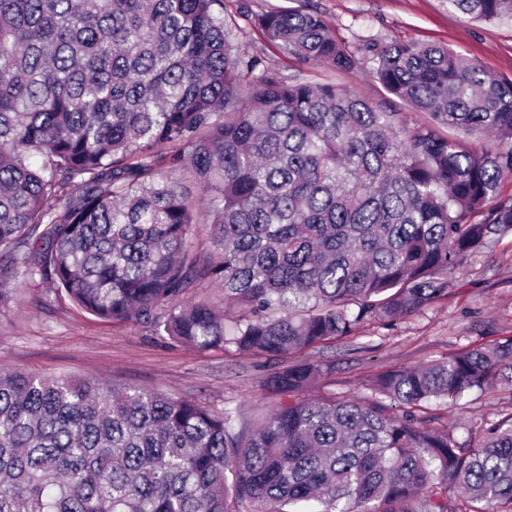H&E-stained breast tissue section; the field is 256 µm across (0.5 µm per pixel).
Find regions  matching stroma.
I'll use <instances>...</instances> for the list:
<instances>
[{
	"mask_svg": "<svg viewBox=\"0 0 512 512\" xmlns=\"http://www.w3.org/2000/svg\"><path fill=\"white\" fill-rule=\"evenodd\" d=\"M315 6L351 51L368 38H397L446 45L476 59L491 74L512 79V21H470L447 0H224V22L241 55L260 56L289 79L330 82L364 93L394 112L405 111L372 74L371 64L352 72L306 64L271 46L258 15L273 9ZM512 336V235L493 251L475 252L448 275V295L421 312L391 324L368 322L357 337L322 344L308 357L331 371L309 396L363 395L369 381L394 367L416 366L469 345ZM44 377L98 378L118 385L188 397L214 410L241 405L244 412L273 402L261 382L270 360L229 346L200 351L156 335L137 323L99 319L66 295L32 285L0 310V367ZM438 425L457 435L478 422L512 416V388L433 404Z\"/></svg>",
	"mask_w": 512,
	"mask_h": 512,
	"instance_id": "stroma-1",
	"label": "stroma"
}]
</instances>
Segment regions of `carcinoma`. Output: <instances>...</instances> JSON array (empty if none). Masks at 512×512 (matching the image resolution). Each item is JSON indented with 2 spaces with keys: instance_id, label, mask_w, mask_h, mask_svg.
I'll return each mask as SVG.
<instances>
[{
  "instance_id": "cac0c4a2",
  "label": "carcinoma",
  "mask_w": 512,
  "mask_h": 512,
  "mask_svg": "<svg viewBox=\"0 0 512 512\" xmlns=\"http://www.w3.org/2000/svg\"><path fill=\"white\" fill-rule=\"evenodd\" d=\"M448 7L512 19V0ZM258 23L304 63L371 61L420 119L244 58L224 0H0V308L38 283L100 319L276 359L419 313L512 234V79L434 44L368 41L359 57L317 9ZM202 281L224 307L187 300ZM329 371L268 373L277 401L247 422L237 405L1 369L0 512L512 505V417L476 441L417 417L512 387V336L382 372L368 397H306Z\"/></svg>"
}]
</instances>
